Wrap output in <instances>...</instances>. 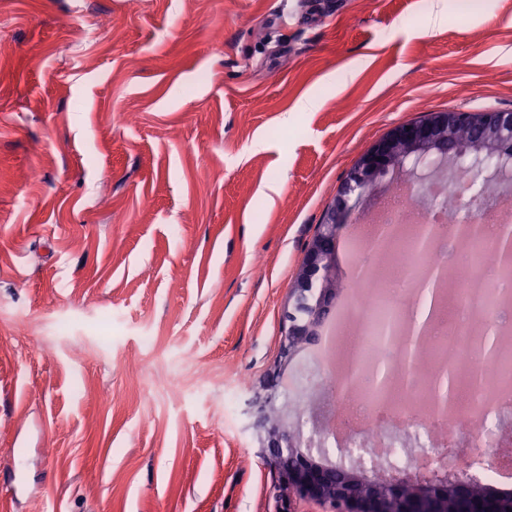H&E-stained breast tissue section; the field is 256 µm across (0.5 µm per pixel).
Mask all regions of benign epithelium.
I'll return each instance as SVG.
<instances>
[{
    "mask_svg": "<svg viewBox=\"0 0 512 512\" xmlns=\"http://www.w3.org/2000/svg\"><path fill=\"white\" fill-rule=\"evenodd\" d=\"M401 170L413 183L432 179L455 184L458 174L472 176L474 205L512 186V112L486 110L431 112L426 118L399 124L376 140L358 159L342 184L337 202L325 212L321 230L308 245L295 279V303L308 309L304 322L288 324L283 353L318 340L321 323L335 307L336 239L348 223L349 200L386 170ZM273 401L268 393L248 401L249 427L261 433L262 448L278 465L283 488L328 505L333 512H508L512 495L477 481L468 465L450 449L436 456L407 449L403 465L385 466L387 479L377 484L351 448L339 460L324 464L313 454L315 436L288 424L286 412L276 418L261 413Z\"/></svg>",
    "mask_w": 512,
    "mask_h": 512,
    "instance_id": "obj_1",
    "label": "benign epithelium"
}]
</instances>
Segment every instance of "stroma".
Segmentation results:
<instances>
[{"instance_id": "35a3bbf8", "label": "stroma", "mask_w": 512, "mask_h": 512, "mask_svg": "<svg viewBox=\"0 0 512 512\" xmlns=\"http://www.w3.org/2000/svg\"><path fill=\"white\" fill-rule=\"evenodd\" d=\"M487 109L512 111V0H0V512H330L224 395L305 358L294 276L361 155ZM392 188L338 236L350 324Z\"/></svg>"}]
</instances>
